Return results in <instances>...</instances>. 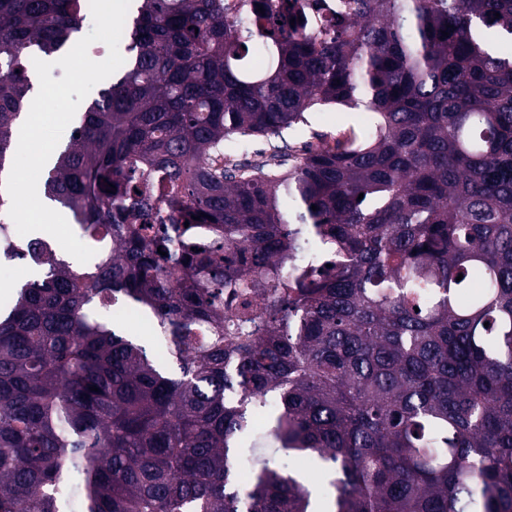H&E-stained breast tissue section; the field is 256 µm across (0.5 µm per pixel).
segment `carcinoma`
I'll return each mask as SVG.
<instances>
[{"instance_id": "carcinoma-1", "label": "carcinoma", "mask_w": 512, "mask_h": 512, "mask_svg": "<svg viewBox=\"0 0 512 512\" xmlns=\"http://www.w3.org/2000/svg\"><path fill=\"white\" fill-rule=\"evenodd\" d=\"M87 7L0 0V172L26 56ZM505 43L512 0H137L43 187L110 248L0 244L38 272L0 314V512H65L73 476L83 512H512ZM318 105L372 121L278 141ZM114 293L177 374L92 314ZM270 406L325 500L269 459L239 474Z\"/></svg>"}]
</instances>
